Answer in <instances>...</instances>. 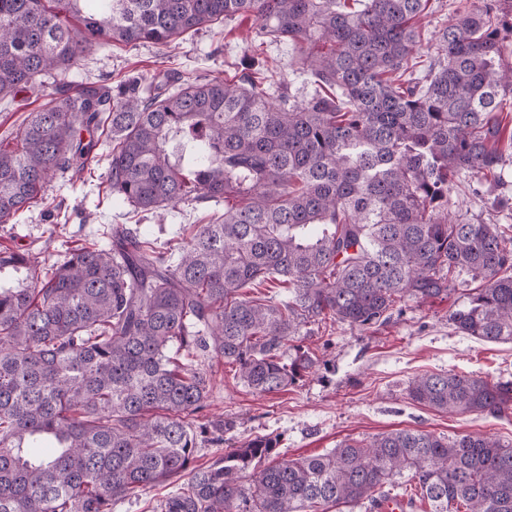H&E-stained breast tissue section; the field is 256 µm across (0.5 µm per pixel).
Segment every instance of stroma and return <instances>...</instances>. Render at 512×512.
I'll use <instances>...</instances> for the list:
<instances>
[{
    "label": "stroma",
    "mask_w": 512,
    "mask_h": 512,
    "mask_svg": "<svg viewBox=\"0 0 512 512\" xmlns=\"http://www.w3.org/2000/svg\"><path fill=\"white\" fill-rule=\"evenodd\" d=\"M473 0H436L418 23L424 72L434 54L439 30L448 18L471 7ZM257 22L243 15L186 35L168 48L150 42L121 44L99 40L69 78L77 83L116 86L139 74L175 70L190 77L224 78L252 63L266 79L287 84L296 100L309 98L315 85L303 60L307 49L291 43L255 46ZM108 147L99 145L94 171L81 178H54L47 187L48 208H33L13 221L0 223V251L37 254L46 265L61 261L71 248L112 241L116 224H146L163 248L195 231L199 212L179 205L154 215L137 214L107 191ZM495 186L483 194L471 191L463 179L452 200L485 222L512 232V208L494 204ZM465 300L462 291L427 303L403 305L387 324L362 330L346 324L316 329L304 343L317 362L287 390L253 393L227 366L217 365L216 384L201 413L230 422L224 446L257 436L278 439L288 458L310 456L336 447L340 441L364 439L396 429H420L453 438L489 434L512 439V415L502 418L439 413L419 406L408 396L415 376L454 371L491 382L512 380V343H486L458 334L448 314Z\"/></svg>",
    "instance_id": "stroma-1"
}]
</instances>
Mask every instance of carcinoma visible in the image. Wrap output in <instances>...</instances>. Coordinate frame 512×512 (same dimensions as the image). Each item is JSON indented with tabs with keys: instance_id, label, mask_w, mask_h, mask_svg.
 I'll use <instances>...</instances> for the list:
<instances>
[{
	"instance_id": "cac0c4a2",
	"label": "carcinoma",
	"mask_w": 512,
	"mask_h": 512,
	"mask_svg": "<svg viewBox=\"0 0 512 512\" xmlns=\"http://www.w3.org/2000/svg\"><path fill=\"white\" fill-rule=\"evenodd\" d=\"M431 0H0V100L54 91L0 141V223L39 205L56 176L81 175L108 132V185L134 210L224 204L174 251L140 225L112 246L76 248L46 267L0 252V512H112L180 483L160 512H377L411 484L431 512H512V442L395 430L286 459L256 437L205 467L224 419L199 422L216 359L260 394L294 384L316 359L303 329L369 328L408 301L467 288L448 321L463 336L512 342V237L452 208L460 176L507 195L500 112L512 105L501 33L483 4L440 31L413 77ZM249 14L261 43L307 57L318 85L298 102L243 72L141 76L117 94L66 75L102 37L160 47ZM277 281L285 300L243 289ZM295 351L284 359L285 348ZM435 411L501 417L512 381L444 372L414 378ZM252 484H242L256 464ZM177 484L163 483L147 489L139 494L132 495L114 505L113 512H153L156 505L167 494L173 492Z\"/></svg>"
}]
</instances>
